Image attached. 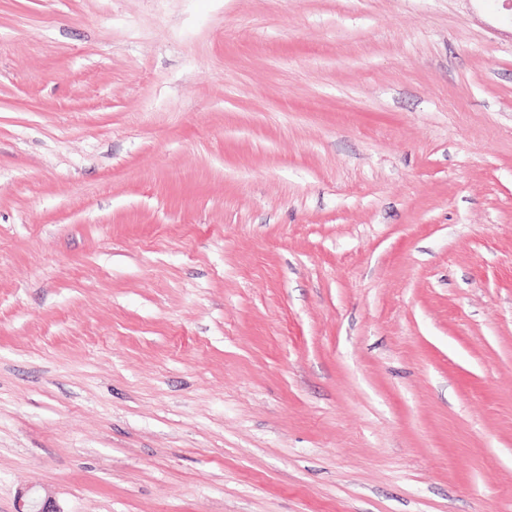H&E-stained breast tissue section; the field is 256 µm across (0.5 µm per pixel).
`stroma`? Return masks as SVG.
I'll return each instance as SVG.
<instances>
[{"mask_svg":"<svg viewBox=\"0 0 512 512\" xmlns=\"http://www.w3.org/2000/svg\"><path fill=\"white\" fill-rule=\"evenodd\" d=\"M512 512V0H0V512Z\"/></svg>","mask_w":512,"mask_h":512,"instance_id":"1","label":"stroma"}]
</instances>
